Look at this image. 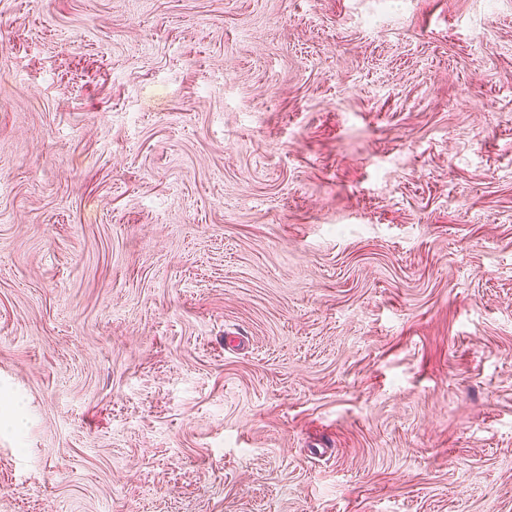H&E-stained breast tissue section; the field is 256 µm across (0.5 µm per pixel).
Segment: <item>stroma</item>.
Masks as SVG:
<instances>
[{
	"mask_svg": "<svg viewBox=\"0 0 512 512\" xmlns=\"http://www.w3.org/2000/svg\"><path fill=\"white\" fill-rule=\"evenodd\" d=\"M0 512H512V0H0Z\"/></svg>",
	"mask_w": 512,
	"mask_h": 512,
	"instance_id": "1",
	"label": "stroma"
}]
</instances>
